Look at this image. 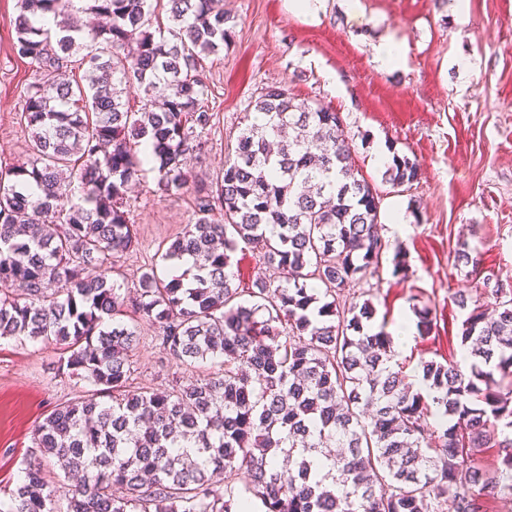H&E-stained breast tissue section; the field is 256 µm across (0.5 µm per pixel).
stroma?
Listing matches in <instances>:
<instances>
[{
	"instance_id": "35a3bbf8",
	"label": "stroma",
	"mask_w": 512,
	"mask_h": 512,
	"mask_svg": "<svg viewBox=\"0 0 512 512\" xmlns=\"http://www.w3.org/2000/svg\"><path fill=\"white\" fill-rule=\"evenodd\" d=\"M17 0H0V162L26 159L19 125L24 93L40 77L38 65L12 48ZM233 17V37L219 55L203 62L208 105L217 114L211 132L189 162L192 179L209 180L221 170L238 134L237 124L257 89L288 86L298 101L339 112L357 148L356 162L372 183L392 153L416 160L418 178L401 194L380 203L381 235L400 244L405 275L383 258L377 273L350 288L371 292L376 321L386 331L415 323L413 309L436 315L428 337L411 333L396 346V363L463 359L458 334L462 313L456 293L474 292L483 276L512 285V0H469L459 19L457 0H359L350 20L342 0H326L317 17L295 14L290 0H224ZM404 44L401 65L375 63L379 38ZM468 64L460 75L459 64ZM158 173L147 168L132 185L130 218L139 233L136 253L118 264L126 284L141 266L157 263L170 239L195 219L192 193L163 194ZM401 212L402 226L392 222ZM478 251L476 272L457 267L459 243ZM135 351L137 383L167 388L185 377L141 324ZM54 347L0 339V501L19 479L36 426L58 404L83 395L86 384L57 370Z\"/></svg>"
}]
</instances>
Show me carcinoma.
<instances>
[{
	"label": "carcinoma",
	"mask_w": 512,
	"mask_h": 512,
	"mask_svg": "<svg viewBox=\"0 0 512 512\" xmlns=\"http://www.w3.org/2000/svg\"><path fill=\"white\" fill-rule=\"evenodd\" d=\"M154 2L17 0L13 50L41 74L19 112L27 165L0 164V339L56 346L58 369L90 390L35 428L0 512H445L450 489L453 512H486L482 497L512 495V287L485 278L455 296L469 373L422 359L407 374L372 301L345 295L388 251L392 274L406 260L378 232L381 197L340 114L262 87L223 171L189 187L217 116L200 69L232 38L230 16L220 0H168L170 26L155 29ZM132 81L138 110L123 99ZM149 163L162 192L193 189L196 221L161 255L193 266L145 265L126 293L114 266L138 244L128 189ZM417 176L395 153L383 184L401 193ZM247 248L277 281L235 284ZM455 263L475 269L477 252L462 242ZM129 308L176 365L214 370L133 386ZM415 314L429 335L434 312ZM486 448L493 473L477 464ZM71 479L58 498L53 483Z\"/></svg>",
	"instance_id": "1"
}]
</instances>
